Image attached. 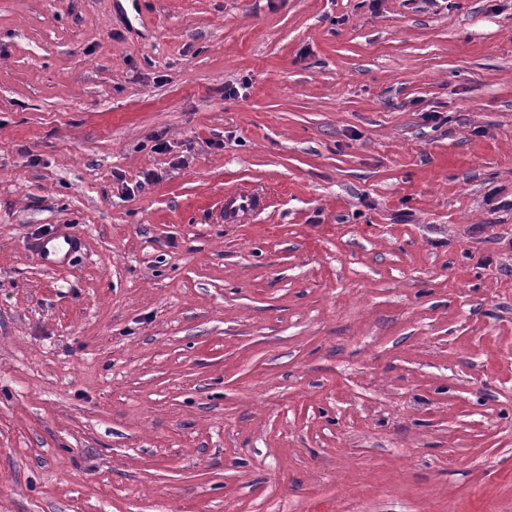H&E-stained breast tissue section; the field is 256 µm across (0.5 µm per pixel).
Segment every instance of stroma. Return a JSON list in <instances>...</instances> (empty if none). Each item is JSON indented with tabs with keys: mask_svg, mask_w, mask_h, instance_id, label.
<instances>
[{
	"mask_svg": "<svg viewBox=\"0 0 512 512\" xmlns=\"http://www.w3.org/2000/svg\"><path fill=\"white\" fill-rule=\"evenodd\" d=\"M0 512H512V0H0ZM79 247V243L70 235H57L49 238L39 239L34 244V250L39 255L41 262L47 268H62L68 261L69 256ZM67 248L61 258L56 256L60 251Z\"/></svg>",
	"mask_w": 512,
	"mask_h": 512,
	"instance_id": "obj_1",
	"label": "stroma"
}]
</instances>
